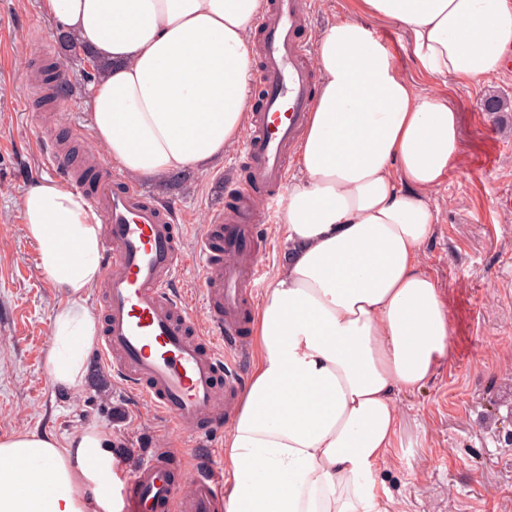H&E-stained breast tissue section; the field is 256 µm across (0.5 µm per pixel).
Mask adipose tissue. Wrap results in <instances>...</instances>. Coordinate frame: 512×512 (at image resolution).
Instances as JSON below:
<instances>
[{
    "instance_id": "adipose-tissue-1",
    "label": "adipose tissue",
    "mask_w": 512,
    "mask_h": 512,
    "mask_svg": "<svg viewBox=\"0 0 512 512\" xmlns=\"http://www.w3.org/2000/svg\"><path fill=\"white\" fill-rule=\"evenodd\" d=\"M268 0H46L104 70L92 136L127 176L203 174L250 124L251 22ZM317 39L319 83L295 145L281 235L288 257L252 319L250 380L224 434V512H389L376 475L395 446L397 398L423 388L454 336L422 251L430 194L461 149L460 118L421 95L368 20L411 35L432 79L488 82L512 55V0H358ZM39 267L63 296L45 358L51 383L85 380L99 325L101 223L65 184L22 201ZM110 432L0 438V512H122Z\"/></svg>"
}]
</instances>
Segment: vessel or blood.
<instances>
[{"label": "vessel or blood", "instance_id": "1", "mask_svg": "<svg viewBox=\"0 0 512 512\" xmlns=\"http://www.w3.org/2000/svg\"><path fill=\"white\" fill-rule=\"evenodd\" d=\"M308 21L302 0H274L254 20L261 41L257 91L247 102L248 180L234 207L216 210L204 225L194 256H187L171 211L112 171L91 183L71 181L104 226L103 367L201 441L223 425L225 407L240 393L238 367L226 351L239 346L245 308L261 277L253 242L266 216L252 200L260 196L276 207L288 185V150L313 100L315 43L299 37ZM191 258L202 273L203 326L178 288ZM221 493L219 473L202 454L192 492L177 496L168 456L155 448L129 473L123 496L125 512H217Z\"/></svg>", "mask_w": 512, "mask_h": 512}]
</instances>
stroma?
Masks as SVG:
<instances>
[{
  "label": "stroma",
  "instance_id": "1",
  "mask_svg": "<svg viewBox=\"0 0 512 512\" xmlns=\"http://www.w3.org/2000/svg\"><path fill=\"white\" fill-rule=\"evenodd\" d=\"M376 34L421 94H437L462 114L464 148L432 195L438 220L424 263L448 302L455 336L448 361L421 391L400 396L397 446L379 478L391 512H512V112H491L490 95L512 102V69L486 84L423 75L410 34L374 23ZM44 0H0V435L38 430L69 435L111 431L127 464L138 450L171 448L176 492L196 478L195 437L175 430L119 378H95L93 349L80 392L50 382L44 357L61 295L38 266L21 199L48 177L45 139L104 156L91 138L87 62L63 58ZM247 178L238 151L206 174L141 180L146 196L174 207L186 245L232 203Z\"/></svg>",
  "mask_w": 512,
  "mask_h": 512
}]
</instances>
